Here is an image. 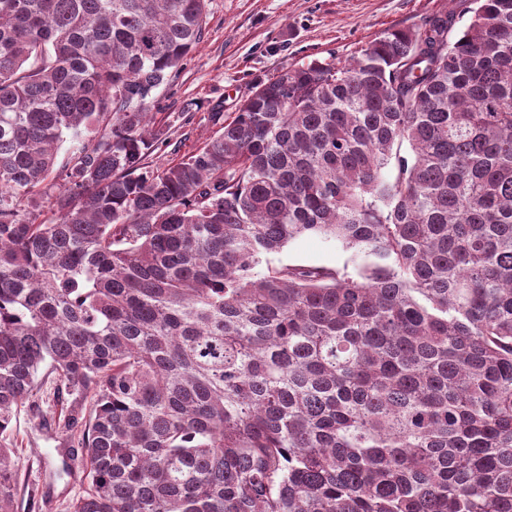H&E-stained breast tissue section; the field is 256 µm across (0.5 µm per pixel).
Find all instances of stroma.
<instances>
[{
	"mask_svg": "<svg viewBox=\"0 0 512 512\" xmlns=\"http://www.w3.org/2000/svg\"><path fill=\"white\" fill-rule=\"evenodd\" d=\"M452 0H209L206 32L200 47L170 86L155 93L154 111L168 117L176 150L154 154L155 163L174 160L208 137L206 128L185 124L186 104L196 112L238 110L257 83L290 64L314 59L349 60L388 29L413 28ZM290 265L354 266L352 251L318 236L289 243L276 256ZM55 378H46L0 435V443L21 450L18 512H67L83 489V451L62 433L53 418ZM73 469L60 479L62 464Z\"/></svg>",
	"mask_w": 512,
	"mask_h": 512,
	"instance_id": "stroma-1",
	"label": "stroma"
}]
</instances>
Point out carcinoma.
<instances>
[{
  "mask_svg": "<svg viewBox=\"0 0 512 512\" xmlns=\"http://www.w3.org/2000/svg\"><path fill=\"white\" fill-rule=\"evenodd\" d=\"M207 2L0 0V434L46 366L69 512H512V0L286 66L154 166ZM311 234L355 271L274 263ZM19 481L0 445V512Z\"/></svg>",
  "mask_w": 512,
  "mask_h": 512,
  "instance_id": "cac0c4a2",
  "label": "carcinoma"
}]
</instances>
